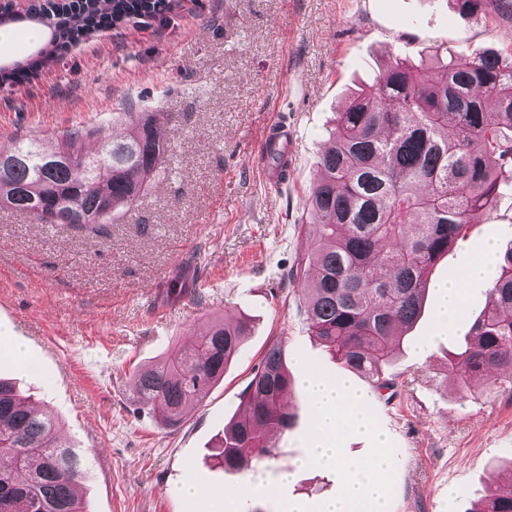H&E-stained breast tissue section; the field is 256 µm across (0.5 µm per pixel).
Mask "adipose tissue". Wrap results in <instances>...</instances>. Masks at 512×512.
<instances>
[{
  "label": "adipose tissue",
  "instance_id": "adipose-tissue-1",
  "mask_svg": "<svg viewBox=\"0 0 512 512\" xmlns=\"http://www.w3.org/2000/svg\"><path fill=\"white\" fill-rule=\"evenodd\" d=\"M486 256L475 258L462 275L448 282L443 288L444 302L439 310L440 329L452 330L463 301L464 284L475 278L489 276ZM303 382L310 395L311 408L319 419V430L325 436L323 443L312 448L308 462L320 468L341 469L345 490L341 497L330 503L326 512H360L363 505H370L373 512H381L375 489L364 479L365 465L346 462L341 455L338 435L359 425L361 406L344 386H331L316 374H307Z\"/></svg>",
  "mask_w": 512,
  "mask_h": 512
}]
</instances>
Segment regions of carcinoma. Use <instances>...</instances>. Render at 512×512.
<instances>
[{"label":"carcinoma","instance_id":"cac0c4a2","mask_svg":"<svg viewBox=\"0 0 512 512\" xmlns=\"http://www.w3.org/2000/svg\"><path fill=\"white\" fill-rule=\"evenodd\" d=\"M466 19L491 11L512 24V0H455ZM175 7V0H38L25 19L49 28L48 44L13 68L38 77L57 63L63 45L101 28ZM429 73L406 59L380 70L339 113L320 158L306 206L314 218L315 275L303 289L310 330L349 371L379 387L405 331L419 318L429 275L465 238L474 213L493 207L500 180L512 179V52L494 48L465 56L431 55ZM495 103L489 118L485 104ZM96 136L99 150H82ZM171 139L157 116L143 115L120 138L78 126L54 144L21 141L1 155L15 158L0 173V206L38 224L100 235L157 176L156 160ZM251 321L213 320L190 347L134 375L137 409L161 413L174 427L224 376L249 336ZM512 392V247L502 256L489 302L471 326L444 379L467 388L500 371ZM294 381L272 345L245 389L247 409L224 428V470L239 471L255 454L276 458L273 437L293 425L284 401ZM83 458L58 435L53 418L31 410L15 384L0 378V512H88L80 495ZM469 512H512V486H492Z\"/></svg>","mask_w":512,"mask_h":512}]
</instances>
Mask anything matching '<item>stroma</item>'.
<instances>
[{"label": "stroma", "instance_id": "1", "mask_svg": "<svg viewBox=\"0 0 512 512\" xmlns=\"http://www.w3.org/2000/svg\"><path fill=\"white\" fill-rule=\"evenodd\" d=\"M442 44L464 54L507 49L512 26L461 19L449 0H180L68 48L41 78L0 87V149L79 125L121 136L144 112L159 116L173 144L159 180L108 234L0 209V376L59 419L88 470L89 512H225L230 502L322 512L343 478L301 465L319 434L302 389L287 399L294 423L275 436V459L228 472L217 458L273 344L291 373L306 368L361 395L363 425L342 446L351 461L384 460L371 476L386 512H467L512 464V394L485 382L464 390L443 375L489 282L468 283L455 335L436 323L437 283L488 241L493 267L512 245V183L432 271L422 315L386 367L393 386L342 368L307 326L306 199L336 114L391 57L416 62ZM276 114L293 133V157L287 182L274 187L259 144ZM176 284L188 293L172 301ZM228 311L252 316L253 329L204 401L174 428L136 416V371ZM188 480L201 496L178 495Z\"/></svg>", "mask_w": 512, "mask_h": 512}]
</instances>
